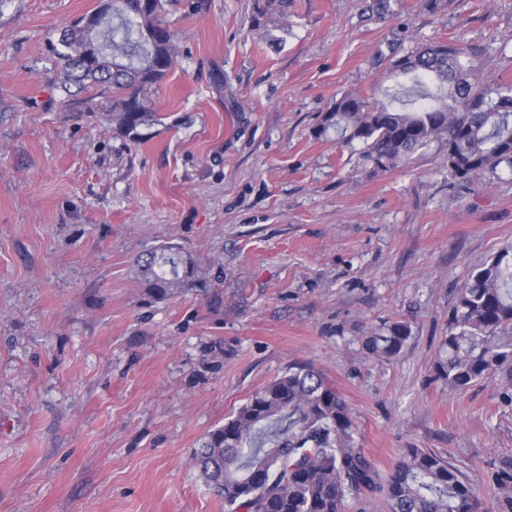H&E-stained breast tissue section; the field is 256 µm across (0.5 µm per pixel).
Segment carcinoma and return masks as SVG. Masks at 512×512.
Here are the masks:
<instances>
[{
  "label": "carcinoma",
  "instance_id": "cac0c4a2",
  "mask_svg": "<svg viewBox=\"0 0 512 512\" xmlns=\"http://www.w3.org/2000/svg\"><path fill=\"white\" fill-rule=\"evenodd\" d=\"M173 0H112V11L87 30L79 18L50 43L61 88L86 80L96 96L87 114H106L132 142L161 123L151 95L178 63L175 33L166 20ZM488 51L467 42L430 40L384 57L390 75L409 86L379 88L368 96L344 93L324 116L319 135L336 131L359 146L372 172L409 164L437 142L446 147L448 175L470 182L502 166L512 170V83L490 85ZM144 280L167 296L203 280L198 264L177 246L137 259ZM411 326L384 321L360 337L372 358L390 360L409 340ZM435 377L455 392L501 377L512 403V245L501 248L456 289L434 363ZM207 487L224 500V512H345L350 499L380 494L389 512H492L482 508L470 480L438 455L408 448L382 478L354 442L345 401L309 364L255 391L224 425L208 432L193 453ZM496 504L512 508V474L497 480Z\"/></svg>",
  "mask_w": 512,
  "mask_h": 512
}]
</instances>
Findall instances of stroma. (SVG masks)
I'll return each mask as SVG.
<instances>
[{"label": "stroma", "instance_id": "1", "mask_svg": "<svg viewBox=\"0 0 512 512\" xmlns=\"http://www.w3.org/2000/svg\"><path fill=\"white\" fill-rule=\"evenodd\" d=\"M176 0L179 66L133 144L64 104L48 41L98 0H0V512H224L191 463L250 396L310 364L381 474L434 452L481 499L512 473L490 378H433L455 290L512 243V171L460 184L438 147L372 173L317 128L390 86L389 45L486 46L512 81V0ZM176 245L202 287L162 297L137 258ZM411 325L392 360L359 338Z\"/></svg>", "mask_w": 512, "mask_h": 512}]
</instances>
